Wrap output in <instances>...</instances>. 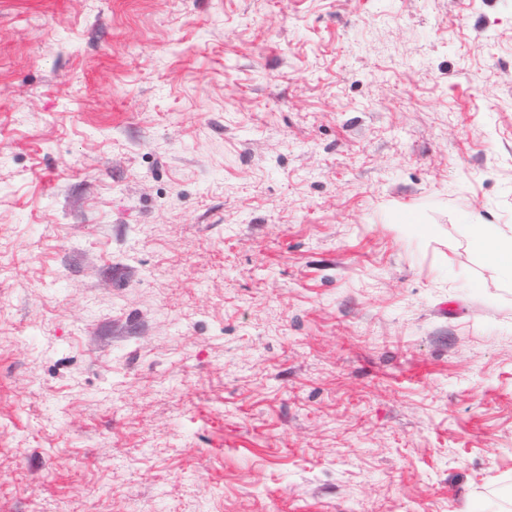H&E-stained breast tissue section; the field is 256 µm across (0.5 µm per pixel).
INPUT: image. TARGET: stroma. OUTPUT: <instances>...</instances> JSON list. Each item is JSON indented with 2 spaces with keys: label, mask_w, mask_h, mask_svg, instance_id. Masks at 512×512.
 Wrapping results in <instances>:
<instances>
[{
  "label": "stroma",
  "mask_w": 512,
  "mask_h": 512,
  "mask_svg": "<svg viewBox=\"0 0 512 512\" xmlns=\"http://www.w3.org/2000/svg\"><path fill=\"white\" fill-rule=\"evenodd\" d=\"M512 0H0V512H512ZM482 247L491 254L495 269L512 278V229L509 235L484 237Z\"/></svg>",
  "instance_id": "35a3bbf8"
}]
</instances>
